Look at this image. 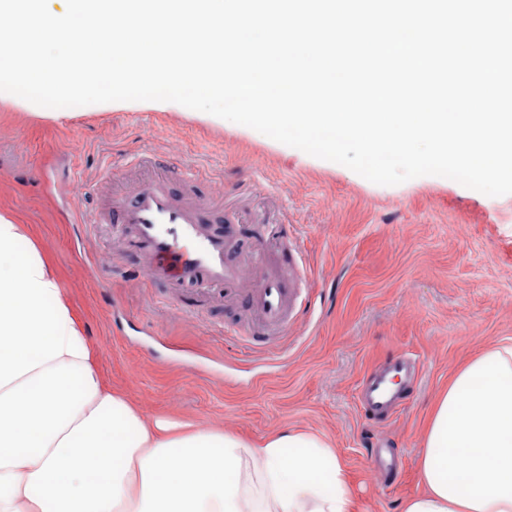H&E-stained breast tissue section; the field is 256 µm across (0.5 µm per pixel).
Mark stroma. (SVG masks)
<instances>
[{
  "mask_svg": "<svg viewBox=\"0 0 512 512\" xmlns=\"http://www.w3.org/2000/svg\"><path fill=\"white\" fill-rule=\"evenodd\" d=\"M155 152L199 172L193 190L237 195L224 221L244 248L281 268L297 250L308 312L294 335L255 348L226 333L253 315L216 296L188 310V290L128 275V257L78 209L113 189L106 167ZM25 224L58 268L106 384L145 418L197 422L260 442L286 427L324 436L345 463L358 512H401L420 491L423 434L438 395L475 354L512 341V194L491 197L439 176L383 186L249 127L173 102H109L56 119L0 98V211ZM283 222L268 235L252 222ZM410 353L417 382L390 419H367L361 385ZM402 460L392 482L371 457Z\"/></svg>",
  "mask_w": 512,
  "mask_h": 512,
  "instance_id": "obj_1",
  "label": "stroma"
}]
</instances>
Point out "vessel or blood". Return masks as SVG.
Returning <instances> with one entry per match:
<instances>
[{
    "label": "vessel or blood",
    "instance_id": "b4317fda",
    "mask_svg": "<svg viewBox=\"0 0 512 512\" xmlns=\"http://www.w3.org/2000/svg\"><path fill=\"white\" fill-rule=\"evenodd\" d=\"M136 163L148 170V177L86 213L84 223L110 225L113 238L142 255L141 271L148 280L191 287L193 296L207 301L221 290L236 294L263 320L262 335L284 336L295 329L304 308L299 259L289 258L287 274L266 276L256 288L243 287L244 266L259 262L261 254L243 256L237 230L222 224L221 203L180 193L179 185L195 175L164 156L148 153ZM410 370L403 357L387 360L365 386L364 408L382 414L394 406L397 394H385L382 386L390 373Z\"/></svg>",
    "mask_w": 512,
    "mask_h": 512
}]
</instances>
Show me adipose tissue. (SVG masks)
Instances as JSON below:
<instances>
[{"label": "adipose tissue", "instance_id": "adipose-tissue-1", "mask_svg": "<svg viewBox=\"0 0 512 512\" xmlns=\"http://www.w3.org/2000/svg\"><path fill=\"white\" fill-rule=\"evenodd\" d=\"M402 512H512V343L436 401ZM0 512H356L320 435L147 422L105 387L53 264L0 214Z\"/></svg>", "mask_w": 512, "mask_h": 512}]
</instances>
